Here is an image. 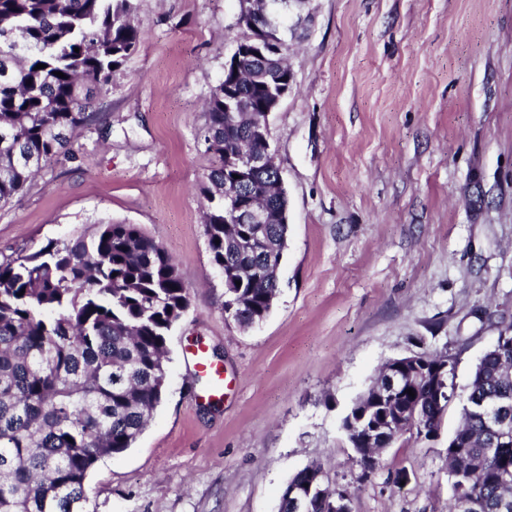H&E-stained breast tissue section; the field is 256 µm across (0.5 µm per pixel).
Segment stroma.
I'll list each match as a JSON object with an SVG mask.
<instances>
[{"mask_svg":"<svg viewBox=\"0 0 512 512\" xmlns=\"http://www.w3.org/2000/svg\"><path fill=\"white\" fill-rule=\"evenodd\" d=\"M136 4L143 40L99 123L0 206V262L125 221L190 287L163 401L132 448L95 465L84 512H278L314 462L351 512H448L463 396L437 439L407 432L366 480L341 423L386 361L446 352L460 391L512 325V0H310L288 42L294 88L269 116L288 248L251 327L224 312L199 191L205 103L247 34L239 0ZM200 346L222 355L213 407Z\"/></svg>","mask_w":512,"mask_h":512,"instance_id":"stroma-1","label":"stroma"}]
</instances>
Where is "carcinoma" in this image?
<instances>
[{
	"instance_id": "carcinoma-1",
	"label": "carcinoma",
	"mask_w": 512,
	"mask_h": 512,
	"mask_svg": "<svg viewBox=\"0 0 512 512\" xmlns=\"http://www.w3.org/2000/svg\"><path fill=\"white\" fill-rule=\"evenodd\" d=\"M134 0H0V205L98 120L95 99L112 83L113 67L140 45ZM79 51H74V48ZM243 70L288 67L285 56L241 59ZM46 68L39 69L37 65ZM61 72L64 77L54 75ZM203 132L211 165L204 176V234L224 278V305L241 325L267 316L278 273L267 248L287 243L288 225H269L268 243L234 252L252 225L224 221V184L236 183L224 151L248 138L245 124L225 122L224 84L207 103ZM250 139V138H248ZM254 149L264 142L250 139ZM220 243H215V240ZM190 307L178 261L137 224L106 222L89 236L50 242L0 263V512H82L96 463L127 451L161 403L167 379V336ZM432 360L425 381L402 374L415 396L382 399L376 378L343 418L352 435L382 427L383 448L415 430H438L437 387L454 394V365ZM503 402L512 425V345L489 350L476 365L462 425L449 440L448 478L476 512H512V467L505 456L474 467L498 432L473 406ZM380 452L356 458L364 478ZM322 468L298 471L281 494L280 512H294L288 488L316 483Z\"/></svg>"
}]
</instances>
